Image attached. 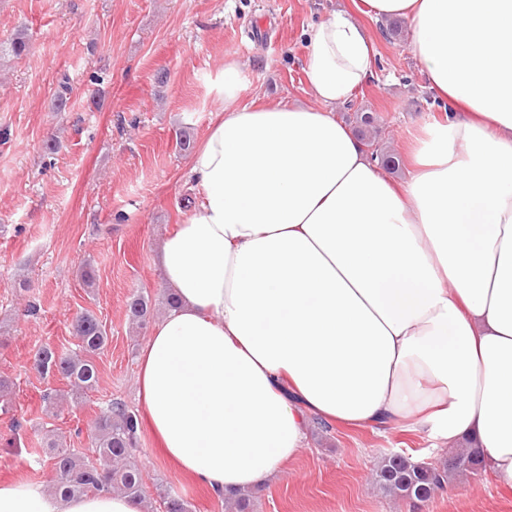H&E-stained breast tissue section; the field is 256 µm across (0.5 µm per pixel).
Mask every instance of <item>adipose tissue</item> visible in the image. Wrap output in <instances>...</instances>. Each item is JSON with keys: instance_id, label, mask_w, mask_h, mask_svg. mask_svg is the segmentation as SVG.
<instances>
[{"instance_id": "1", "label": "adipose tissue", "mask_w": 512, "mask_h": 512, "mask_svg": "<svg viewBox=\"0 0 512 512\" xmlns=\"http://www.w3.org/2000/svg\"><path fill=\"white\" fill-rule=\"evenodd\" d=\"M400 17L445 121L394 185L337 121L374 41L335 12L305 33L315 106L224 108L193 153L197 201L161 251L176 303L140 359L165 455L212 493L275 480L304 413L474 437L512 489V0H363ZM0 512H143L125 495L0 484Z\"/></svg>"}]
</instances>
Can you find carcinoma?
Instances as JSON below:
<instances>
[{
    "label": "carcinoma",
    "instance_id": "1",
    "mask_svg": "<svg viewBox=\"0 0 512 512\" xmlns=\"http://www.w3.org/2000/svg\"><path fill=\"white\" fill-rule=\"evenodd\" d=\"M355 118L363 127L361 136L371 159L386 169L395 166L394 153L371 133L375 117L369 112H357ZM151 315L150 298L139 292L132 294L127 302L129 321L141 329ZM72 333L77 339L75 348L66 352L44 348L36 355L34 366L41 372L54 371L67 379L70 386L67 397L77 404L98 384L99 370L94 356L107 345L108 336L105 327L90 312L75 318ZM139 436L137 412L121 400L111 401L88 435L97 458L92 459L77 448L51 443L55 491L69 496L92 493L145 498L141 470L136 463ZM482 464L481 455L468 441L437 463L417 462L403 453L386 455L374 469L373 482L389 496L425 501L449 481L477 472ZM157 490L162 512H189L187 501L161 485ZM253 497L254 494L246 491L224 499V504L233 512H251Z\"/></svg>",
    "mask_w": 512,
    "mask_h": 512
}]
</instances>
